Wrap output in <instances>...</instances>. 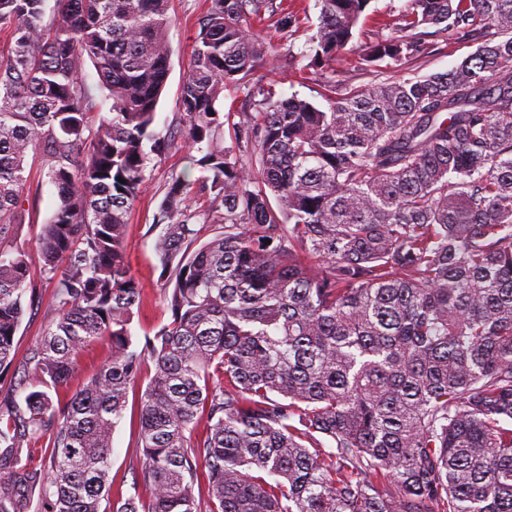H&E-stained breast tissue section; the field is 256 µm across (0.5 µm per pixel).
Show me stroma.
I'll return each mask as SVG.
<instances>
[{
  "instance_id": "obj_1",
  "label": "stroma",
  "mask_w": 512,
  "mask_h": 512,
  "mask_svg": "<svg viewBox=\"0 0 512 512\" xmlns=\"http://www.w3.org/2000/svg\"><path fill=\"white\" fill-rule=\"evenodd\" d=\"M405 3L406 0H372L366 17L361 19L356 29V43L363 44L378 35L393 33ZM206 7V0H172V22L168 30L172 50L171 70L157 108L155 129L159 133H167L178 121L180 92L196 33V19ZM282 9L297 14L299 26L287 29L278 27L276 13ZM318 15L317 0H273L272 9L248 16L247 25L264 51L259 73L276 95H295L323 106L328 99L340 98L355 86L448 71L477 47L476 41L468 37L449 42L435 35L427 37L425 52L412 65L398 66L384 62L371 68L366 66L360 52L348 51L339 55L331 67L322 70L310 68L306 65L304 54L309 47L310 37L316 31ZM188 167L187 153L178 147L170 150L161 161L151 163L145 173L140 197L129 214L127 255L131 271L144 291L143 304L133 321V328L139 334L154 332L156 327L170 319L165 301V280L154 252L155 235L150 228L168 185L179 175L185 174ZM58 203L56 190L43 182L39 172H32L29 204L19 224L12 229L15 244L23 248L32 247L42 224ZM53 316L51 290L45 286L41 289L39 301L25 308L16 336L19 357H26L36 345ZM153 373L152 361H145L140 380L129 389L124 417L112 438L110 476L114 489L125 495L134 491L132 485L138 483L141 475L142 460L136 448L140 396Z\"/></svg>"
}]
</instances>
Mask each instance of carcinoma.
Listing matches in <instances>:
<instances>
[{"mask_svg": "<svg viewBox=\"0 0 512 512\" xmlns=\"http://www.w3.org/2000/svg\"><path fill=\"white\" fill-rule=\"evenodd\" d=\"M46 2L0 0V375L37 281L55 311L0 390V512H512V0H407L364 61L409 64L431 28L476 50L326 107L255 76L245 18L270 0H208L164 136L170 0H54L49 23ZM370 3L320 0L309 65L353 46ZM248 77L243 162L220 96ZM177 139L202 176L154 216L171 317L139 336L128 214ZM32 153L59 204L26 250ZM100 340L107 364L60 398ZM148 358L150 496L114 500L112 435Z\"/></svg>", "mask_w": 512, "mask_h": 512, "instance_id": "1", "label": "carcinoma"}]
</instances>
